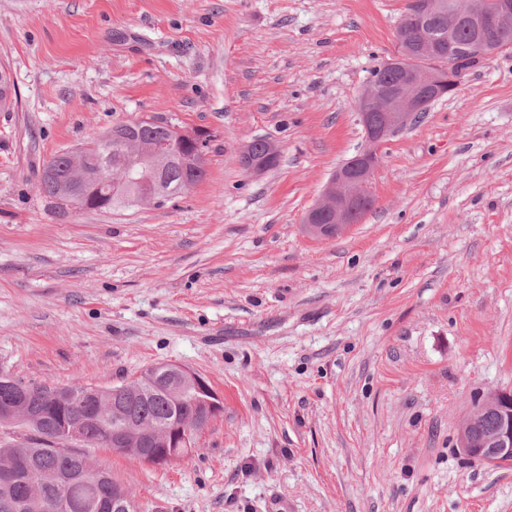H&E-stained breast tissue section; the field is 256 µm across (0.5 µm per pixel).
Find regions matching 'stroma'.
<instances>
[{"label": "stroma", "mask_w": 512, "mask_h": 512, "mask_svg": "<svg viewBox=\"0 0 512 512\" xmlns=\"http://www.w3.org/2000/svg\"><path fill=\"white\" fill-rule=\"evenodd\" d=\"M407 3L0 0V374L181 364L223 403L180 463L89 449L140 512H512V465L457 446L512 391V49L390 138L359 224L302 223L365 144ZM149 115L210 134L203 181L112 213L42 191L45 161ZM256 138L280 156L253 175ZM17 104L14 81L6 67L0 68V111L10 112Z\"/></svg>", "instance_id": "obj_1"}]
</instances>
